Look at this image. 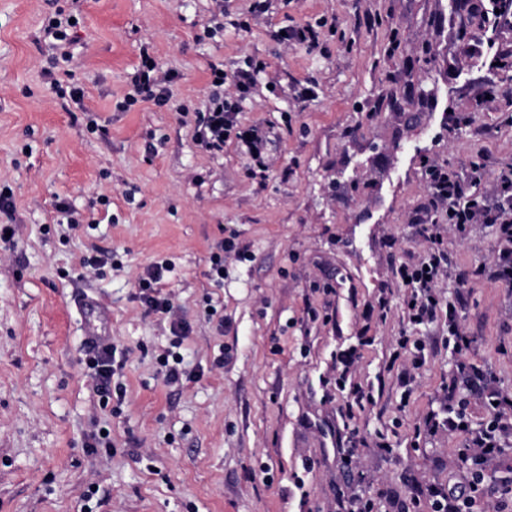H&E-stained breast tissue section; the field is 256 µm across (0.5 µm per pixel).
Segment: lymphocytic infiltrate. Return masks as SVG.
<instances>
[{"label": "lymphocytic infiltrate", "instance_id": "obj_1", "mask_svg": "<svg viewBox=\"0 0 512 512\" xmlns=\"http://www.w3.org/2000/svg\"><path fill=\"white\" fill-rule=\"evenodd\" d=\"M72 23L56 17L49 18L44 27L46 37L52 38L57 50L48 60L45 75L52 80L58 95H67L81 101L83 91L74 84L72 68ZM264 64L247 61L232 75L236 89L235 101L224 99L219 89H212L203 114L195 126L194 139L203 152L223 153L227 140H236L254 160L259 175H266L269 163L266 145L269 135L257 125H243L239 114L245 101L250 100ZM178 75L164 70L150 56H143L142 67L131 80V90L121 102V109H129L138 99H151L164 105L172 98V86ZM429 196L422 210L420 234L428 242V250L419 257L400 262L395 274L406 281L409 295L405 314L412 325H429L438 319L448 323L447 343L459 357L455 370L442 388L438 408L429 410L422 422L415 426L410 443L419 447L423 439L437 433L461 438L455 452V462L448 470V479L420 488L412 497V512H479L478 505L487 492H494L497 512H512V397L494 385V380L480 366L467 357L474 339L467 336L460 325V300H442L437 291L439 282L454 275L460 287H467L472 274L451 270L448 248L442 227L452 224L457 231H465L470 224H490L496 230L497 259L489 276L507 287H512V170L498 176L499 193L488 199L479 192L478 178L463 179L447 166L432 164L426 170ZM171 270L166 261H153L137 283L139 298L147 312L167 318L172 334V355L158 359L160 371L168 384H181L187 373L179 353L189 334V326L180 318L170 294L163 289L165 277ZM116 348L104 342L88 347L84 364L89 370L92 390L102 402L123 396L122 386L112 383L116 372ZM483 412L479 428H472V410Z\"/></svg>", "mask_w": 512, "mask_h": 512}]
</instances>
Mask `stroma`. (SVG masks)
I'll list each match as a JSON object with an SVG mask.
<instances>
[{
    "mask_svg": "<svg viewBox=\"0 0 512 512\" xmlns=\"http://www.w3.org/2000/svg\"><path fill=\"white\" fill-rule=\"evenodd\" d=\"M254 2L0 0V189L18 227L0 242V512H336L348 477L387 512L415 481L446 476L447 435L417 449L409 438L458 357L444 322H407L393 271L426 247L413 218L430 164L480 175L484 190L512 166V71L492 68L463 0H268L257 16ZM59 8L79 21L80 107L42 72L43 24ZM295 24L318 28L316 50L278 40ZM144 48L179 72L173 97L118 111ZM250 59L275 79L239 115L271 131L262 181L236 142L212 156L193 138L209 62L230 74ZM453 112L469 124L452 128ZM92 117L107 135L89 132ZM223 239L247 256L225 258L219 286L206 272ZM87 255L112 263L95 273ZM164 258L191 327L183 385L162 378L169 322L135 288ZM448 258L492 265L494 229L449 230ZM79 300L112 315L122 401L91 389ZM461 326L476 338L470 359L512 394V290L475 277ZM401 336L426 357L407 397L386 369ZM353 349L349 377L376 402L345 419L336 368ZM102 428L108 455L87 447ZM349 429L360 442L346 467ZM379 433L391 453L373 447Z\"/></svg>",
    "mask_w": 512,
    "mask_h": 512,
    "instance_id": "obj_1",
    "label": "stroma"
}]
</instances>
